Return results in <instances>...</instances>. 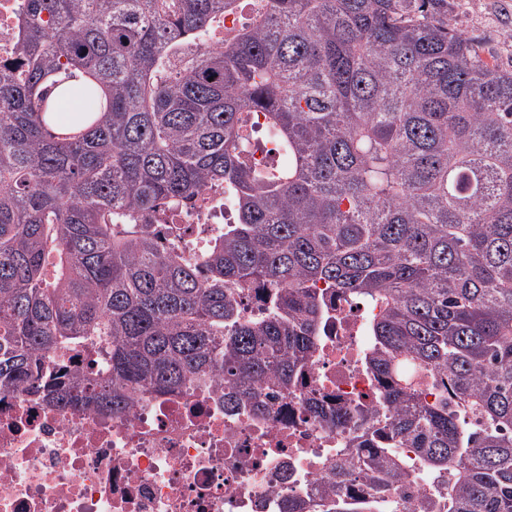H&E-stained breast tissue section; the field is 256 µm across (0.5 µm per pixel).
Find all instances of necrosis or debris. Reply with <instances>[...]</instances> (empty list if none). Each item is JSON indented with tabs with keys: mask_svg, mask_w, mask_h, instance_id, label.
I'll use <instances>...</instances> for the list:
<instances>
[{
	"mask_svg": "<svg viewBox=\"0 0 512 512\" xmlns=\"http://www.w3.org/2000/svg\"><path fill=\"white\" fill-rule=\"evenodd\" d=\"M24 0H0V64L15 61ZM225 219L224 192L204 186L187 206L154 223L163 245L201 260ZM193 225L176 238L171 225ZM373 311L353 297L333 299L301 379L279 398L262 394L228 406L221 377L190 379L165 391L131 393L129 408L61 409L25 391L0 393V512H315L327 462L368 451L364 428H330L309 409H371L380 386L363 365ZM430 478H345L340 491L377 500L381 512H438Z\"/></svg>",
	"mask_w": 512,
	"mask_h": 512,
	"instance_id": "obj_1",
	"label": "necrosis or debris"
}]
</instances>
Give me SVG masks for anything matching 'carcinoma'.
I'll return each instance as SVG.
<instances>
[{
  "label": "carcinoma",
  "instance_id": "obj_1",
  "mask_svg": "<svg viewBox=\"0 0 512 512\" xmlns=\"http://www.w3.org/2000/svg\"><path fill=\"white\" fill-rule=\"evenodd\" d=\"M236 2L26 0L0 66V392L121 413L132 389L212 371L227 400L288 391L320 283L378 309L366 364L387 413L330 484L405 480L412 448L448 512H512V72L448 0H270L208 50ZM79 77L81 108L58 114L50 89ZM246 112L283 162L249 164ZM208 183L234 218L198 263L146 218ZM245 284L266 316L242 317ZM92 340L98 378L45 366Z\"/></svg>",
  "mask_w": 512,
  "mask_h": 512
}]
</instances>
